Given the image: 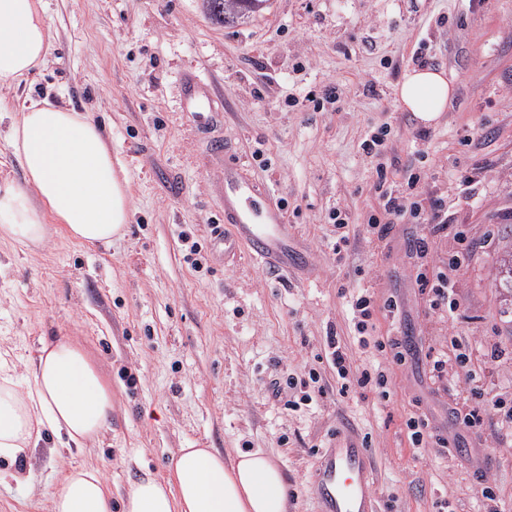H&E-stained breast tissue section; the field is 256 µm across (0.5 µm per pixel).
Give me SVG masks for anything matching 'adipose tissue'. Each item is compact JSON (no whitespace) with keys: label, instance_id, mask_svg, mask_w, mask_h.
I'll return each instance as SVG.
<instances>
[{"label":"adipose tissue","instance_id":"adipose-tissue-1","mask_svg":"<svg viewBox=\"0 0 512 512\" xmlns=\"http://www.w3.org/2000/svg\"><path fill=\"white\" fill-rule=\"evenodd\" d=\"M52 40L39 0H0V85L43 65ZM454 92L443 71L407 69L394 87L398 106L420 124H436ZM8 147L24 186L0 184V239L42 244L50 223L83 244H108L131 211L125 170L112 157L102 124L46 100L33 101L11 120ZM112 416V387L78 342L42 341L18 380L0 358V458L28 456L45 440L56 453L97 441ZM52 512H112L101 471L69 469L46 483ZM123 512H288V482L264 452L224 457L213 448H182L166 475L133 482Z\"/></svg>","mask_w":512,"mask_h":512}]
</instances>
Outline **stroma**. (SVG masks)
Masks as SVG:
<instances>
[{"label":"stroma","instance_id":"stroma-1","mask_svg":"<svg viewBox=\"0 0 512 512\" xmlns=\"http://www.w3.org/2000/svg\"><path fill=\"white\" fill-rule=\"evenodd\" d=\"M53 39L43 67L0 88V113L49 98L103 122L130 179L122 237L88 246L51 225L41 245L0 243V350L24 376L41 340L78 339L112 386V417L99 442L63 456L36 449L27 464L49 478L91 464L112 491V512L144 471L160 475L178 449L267 453L288 480V512H318L309 492L319 452L338 426L368 436L379 512H479L492 485L512 512V447L487 413L453 448L412 447L404 421L446 419L479 386L486 402L512 404V309L496 288L502 238L512 229V0H270L260 16L213 24L202 0H41ZM444 71L454 95L437 125L418 126L394 86L418 54ZM213 102L195 112L187 79ZM337 87L328 103L325 87ZM386 129L381 159L363 143ZM238 161L270 190L307 250L306 266L276 274L246 250L225 258L224 165ZM398 189L418 174V201L443 199L451 234L383 217L375 166ZM350 243L335 257L334 209ZM464 239H457V232ZM432 252L412 254L415 238ZM461 307L446 319L417 279L432 264ZM373 292L372 338L393 335L382 308L396 297L416 356L390 369V398L337 393L327 338L356 347L345 294ZM472 352L431 379L420 351ZM498 357H490L491 349ZM320 374L324 393L301 404L277 398L273 379ZM294 408H287V401Z\"/></svg>","mask_w":512,"mask_h":512}]
</instances>
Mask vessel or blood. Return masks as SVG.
Instances as JSON below:
<instances>
[{
	"label": "vessel or blood",
	"instance_id": "obj_1",
	"mask_svg": "<svg viewBox=\"0 0 512 512\" xmlns=\"http://www.w3.org/2000/svg\"><path fill=\"white\" fill-rule=\"evenodd\" d=\"M260 187L244 181L237 163L224 166V221L237 240L247 244L250 256L267 269L280 272L302 264L303 254L292 247L288 218L277 207H260ZM373 456L348 429L324 449L310 485L319 512H378L370 484Z\"/></svg>",
	"mask_w": 512,
	"mask_h": 512
}]
</instances>
